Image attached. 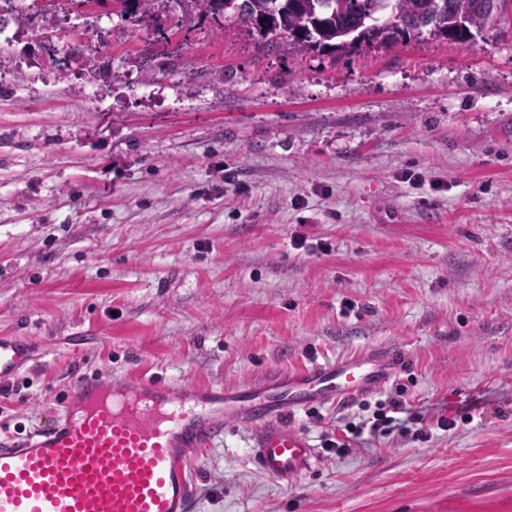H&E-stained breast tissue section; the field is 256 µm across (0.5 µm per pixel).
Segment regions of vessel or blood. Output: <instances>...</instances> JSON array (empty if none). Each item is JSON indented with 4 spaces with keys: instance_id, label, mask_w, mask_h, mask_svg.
Listing matches in <instances>:
<instances>
[{
    "instance_id": "1",
    "label": "vessel or blood",
    "mask_w": 512,
    "mask_h": 512,
    "mask_svg": "<svg viewBox=\"0 0 512 512\" xmlns=\"http://www.w3.org/2000/svg\"><path fill=\"white\" fill-rule=\"evenodd\" d=\"M397 361L363 351L246 388L84 377L47 425L0 447V512H197L190 463L234 424L250 428L258 469L292 481L318 452L287 415L379 391ZM29 362L22 337L0 335V380Z\"/></svg>"
}]
</instances>
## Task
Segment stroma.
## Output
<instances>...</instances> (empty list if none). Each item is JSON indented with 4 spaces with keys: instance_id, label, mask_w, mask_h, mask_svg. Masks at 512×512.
<instances>
[{
    "instance_id": "obj_1",
    "label": "stroma",
    "mask_w": 512,
    "mask_h": 512,
    "mask_svg": "<svg viewBox=\"0 0 512 512\" xmlns=\"http://www.w3.org/2000/svg\"><path fill=\"white\" fill-rule=\"evenodd\" d=\"M2 22L0 334L33 362L0 441L99 372L242 387L392 350L368 400L402 389L428 439L283 484L233 427L197 454L201 512H512V26L334 58L177 13L161 43L114 0ZM358 413L292 422L316 445Z\"/></svg>"
}]
</instances>
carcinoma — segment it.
<instances>
[{
  "mask_svg": "<svg viewBox=\"0 0 512 512\" xmlns=\"http://www.w3.org/2000/svg\"><path fill=\"white\" fill-rule=\"evenodd\" d=\"M120 16L154 22L178 11L189 19L221 23L226 17L274 46L297 52L329 48L343 55L361 47L391 48L429 37L466 41L508 23L512 0H113Z\"/></svg>",
  "mask_w": 512,
  "mask_h": 512,
  "instance_id": "1",
  "label": "carcinoma"
}]
</instances>
